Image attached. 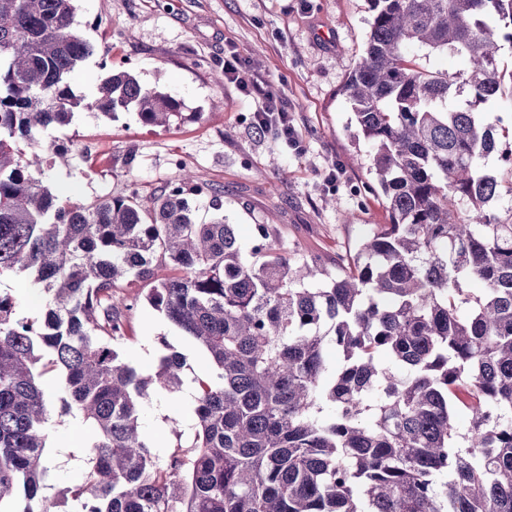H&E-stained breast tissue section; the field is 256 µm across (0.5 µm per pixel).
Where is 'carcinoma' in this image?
<instances>
[{
    "label": "carcinoma",
    "mask_w": 512,
    "mask_h": 512,
    "mask_svg": "<svg viewBox=\"0 0 512 512\" xmlns=\"http://www.w3.org/2000/svg\"><path fill=\"white\" fill-rule=\"evenodd\" d=\"M75 2L0 0V276L28 272L45 300L31 319L0 294V512H54L45 356L94 429L77 512H512V220L491 211L512 144L482 109L500 90L489 21L512 25V0H371L345 90L390 223L334 272L291 261L269 224L246 252L224 218L197 223L193 202L218 211L220 196L188 172L146 199L51 192L45 154L60 151L41 134L75 109L182 116L126 71L74 95L94 54ZM432 55L466 58V75ZM492 154L499 172L481 164ZM123 282L135 297H117ZM139 301L213 371L187 378L175 352L151 375L120 359ZM329 344L342 362L327 383ZM187 383L191 442L161 461L141 411L153 387Z\"/></svg>",
    "instance_id": "carcinoma-1"
}]
</instances>
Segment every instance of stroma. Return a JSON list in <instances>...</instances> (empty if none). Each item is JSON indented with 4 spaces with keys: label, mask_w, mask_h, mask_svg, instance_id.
I'll return each mask as SVG.
<instances>
[{
    "label": "stroma",
    "mask_w": 512,
    "mask_h": 512,
    "mask_svg": "<svg viewBox=\"0 0 512 512\" xmlns=\"http://www.w3.org/2000/svg\"><path fill=\"white\" fill-rule=\"evenodd\" d=\"M370 18L369 0H77L75 25L96 53L69 75L72 91L95 94L107 75L100 66L106 53L114 68L178 99L183 118L158 126L132 110L112 118L76 110L69 124L45 135L68 151L67 162L49 170L51 190L64 202L133 189L150 196L188 170L219 191L218 212L235 225L243 247H250L254 225L271 224L289 256L335 261L369 225L389 221L371 148L351 120L345 92ZM496 33L503 93L492 109L499 138L512 143V27L497 26ZM233 53L245 76L282 99L298 147L277 127L257 130L258 97L228 80L216 85ZM196 209L201 222L218 213L205 199ZM118 350L145 374L170 351L182 356L185 376L212 370L202 346L143 302L131 311ZM40 384L50 403V482L62 512H74L93 430L66 410L57 373L44 374ZM142 422L157 452L167 455L179 431L195 422L192 388L155 392Z\"/></svg>",
    "instance_id": "35a3bbf8"
}]
</instances>
